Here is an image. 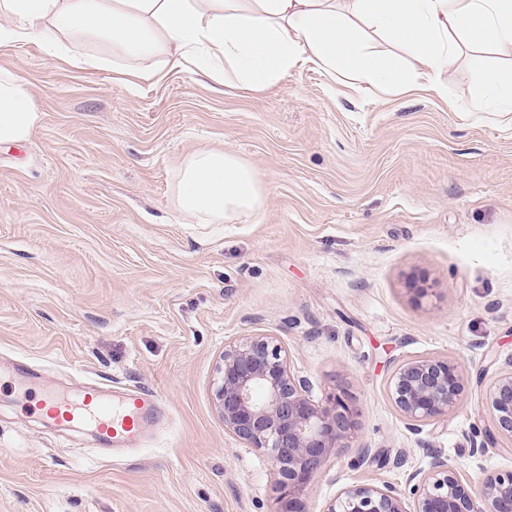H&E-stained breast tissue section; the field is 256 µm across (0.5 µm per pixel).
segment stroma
<instances>
[{
	"instance_id": "stroma-1",
	"label": "stroma",
	"mask_w": 512,
	"mask_h": 512,
	"mask_svg": "<svg viewBox=\"0 0 512 512\" xmlns=\"http://www.w3.org/2000/svg\"><path fill=\"white\" fill-rule=\"evenodd\" d=\"M491 68L512 74V49L470 51L437 92L383 93L307 59L248 91L185 63L144 80L33 40L0 48L41 114L0 145V512H276L272 463L215 401L224 347L246 336L275 337L314 401L347 392L359 443L407 452L397 468L344 449L304 488L309 512L348 485L404 489L428 445L476 489L512 469L483 399L512 362V112L472 109ZM223 149L258 171L263 206L196 223L178 172ZM432 355L464 366L465 390L417 434L388 385ZM24 367L43 391L160 394L163 418L134 448L53 432Z\"/></svg>"
}]
</instances>
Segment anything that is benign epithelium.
Masks as SVG:
<instances>
[{
    "label": "benign epithelium",
    "instance_id": "1",
    "mask_svg": "<svg viewBox=\"0 0 512 512\" xmlns=\"http://www.w3.org/2000/svg\"><path fill=\"white\" fill-rule=\"evenodd\" d=\"M216 400L224 430L264 450L278 474L280 512H308L299 498L332 456L356 441L357 411L341 394L323 402L292 374L272 336H250L224 348ZM465 390L462 365L447 357L401 362L390 382L392 400L415 430L452 413ZM485 401L497 432L512 438V368L487 386ZM425 470L409 473V495L374 483L346 486L322 512H512V470L487 474L480 493L437 448Z\"/></svg>",
    "mask_w": 512,
    "mask_h": 512
}]
</instances>
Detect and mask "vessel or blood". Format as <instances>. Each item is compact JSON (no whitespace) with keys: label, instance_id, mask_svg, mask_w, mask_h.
Masks as SVG:
<instances>
[{"label":"vessel or blood","instance_id":"b4317fda","mask_svg":"<svg viewBox=\"0 0 512 512\" xmlns=\"http://www.w3.org/2000/svg\"><path fill=\"white\" fill-rule=\"evenodd\" d=\"M156 401V396L135 391L116 398L94 383L85 386L74 399L43 395L39 405L49 425L61 430L84 426L93 430L98 443L118 446L138 439Z\"/></svg>","mask_w":512,"mask_h":512}]
</instances>
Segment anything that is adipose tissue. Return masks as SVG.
Masks as SVG:
<instances>
[{
    "label": "adipose tissue",
    "mask_w": 512,
    "mask_h": 512,
    "mask_svg": "<svg viewBox=\"0 0 512 512\" xmlns=\"http://www.w3.org/2000/svg\"><path fill=\"white\" fill-rule=\"evenodd\" d=\"M370 29L391 45L372 52ZM101 38L151 76L161 61L202 64L216 82L232 68L243 88L271 85L299 59L382 91L433 84L470 47L512 45V0H0V46L36 40L50 58L103 66L84 43ZM477 112H512V82L486 71ZM37 112L24 80L0 71V144L28 139ZM178 208L204 224L258 212L256 169L229 150H202L178 176Z\"/></svg>",
    "instance_id": "1"
}]
</instances>
